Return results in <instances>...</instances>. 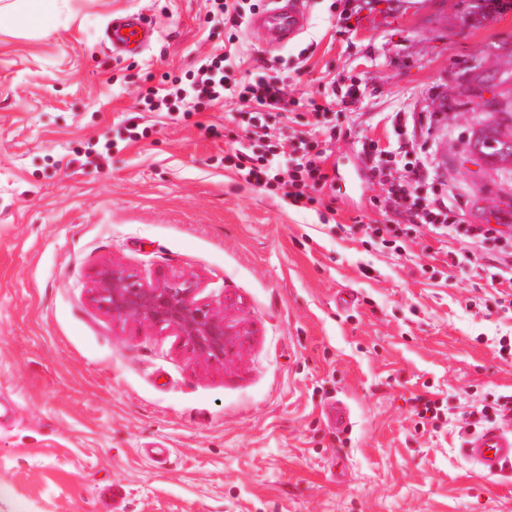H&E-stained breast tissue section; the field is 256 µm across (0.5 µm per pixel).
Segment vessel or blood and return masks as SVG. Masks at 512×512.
<instances>
[{"label":"vessel or blood","mask_w":512,"mask_h":512,"mask_svg":"<svg viewBox=\"0 0 512 512\" xmlns=\"http://www.w3.org/2000/svg\"><path fill=\"white\" fill-rule=\"evenodd\" d=\"M308 23L304 0H265L264 7L251 15L248 30L266 45L280 47L298 39ZM107 37L113 51L139 53L151 45L154 31L144 14H127L113 21ZM463 454L483 475H499L512 468V431L483 428L469 438Z\"/></svg>","instance_id":"vessel-or-blood-1"}]
</instances>
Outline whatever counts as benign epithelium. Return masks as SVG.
Returning <instances> with one entry per match:
<instances>
[{
  "label": "benign epithelium",
  "instance_id": "obj_1",
  "mask_svg": "<svg viewBox=\"0 0 512 512\" xmlns=\"http://www.w3.org/2000/svg\"><path fill=\"white\" fill-rule=\"evenodd\" d=\"M89 299L115 319H137L179 336L199 359L221 361L237 333L225 323L224 311L197 299V283L188 276L144 283L114 262L96 270Z\"/></svg>",
  "mask_w": 512,
  "mask_h": 512
}]
</instances>
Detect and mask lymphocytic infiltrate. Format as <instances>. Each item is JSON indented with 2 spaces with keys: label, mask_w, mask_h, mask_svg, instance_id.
Masks as SVG:
<instances>
[{
  "label": "lymphocytic infiltrate",
  "mask_w": 512,
  "mask_h": 512,
  "mask_svg": "<svg viewBox=\"0 0 512 512\" xmlns=\"http://www.w3.org/2000/svg\"><path fill=\"white\" fill-rule=\"evenodd\" d=\"M231 62L229 52L205 58L187 78L186 86L177 88L178 99L195 109L218 100H239L250 110L244 136L224 156L225 167L234 169L245 182L270 192H281L290 206L305 209L318 203L325 187L335 179L324 168V153L315 146L303 145L300 153L286 155L278 145L270 143L263 118L269 114L287 116L290 100L286 84L278 75L256 72L250 78L237 80L226 73ZM398 146L391 151L377 150L374 144L362 143L363 154L371 159V170L383 190L375 203L380 207L402 208L411 223L427 227L437 236H454L460 240L490 241L500 252H507L512 241L502 230L489 224H461L447 197L430 186L431 171L426 154L408 155L402 144L415 133V121L403 112L394 113L390 121ZM403 165L406 176L391 180L393 166Z\"/></svg>",
  "instance_id": "obj_1"
}]
</instances>
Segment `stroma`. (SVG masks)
<instances>
[{
  "label": "stroma",
  "mask_w": 512,
  "mask_h": 512,
  "mask_svg": "<svg viewBox=\"0 0 512 512\" xmlns=\"http://www.w3.org/2000/svg\"><path fill=\"white\" fill-rule=\"evenodd\" d=\"M305 7L307 30L279 48L212 21L207 0H70L46 32L0 23V512H512V475L461 454L471 411L512 393V281L492 275L506 258L452 264L464 243L423 226L393 247L355 230L402 221L374 205L359 146L392 149L390 116L409 112L462 222L496 213L512 236V161L472 146L483 128L512 135V10ZM133 12L156 39L113 53L107 26ZM232 33L236 77L274 65L298 102L268 119L286 149L325 81L365 89L323 120L338 180L312 209L225 168L244 104L143 102ZM106 261L146 283L193 276L235 344L205 361L103 313L89 288ZM414 394L442 401V428L418 425Z\"/></svg>",
  "instance_id": "35a3bbf8"
}]
</instances>
